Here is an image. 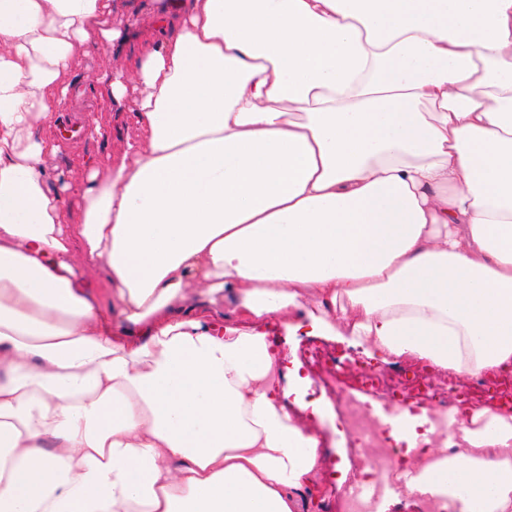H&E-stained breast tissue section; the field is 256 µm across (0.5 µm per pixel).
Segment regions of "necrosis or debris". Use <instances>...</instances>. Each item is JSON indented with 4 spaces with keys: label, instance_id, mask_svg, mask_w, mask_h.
<instances>
[{
    "label": "necrosis or debris",
    "instance_id": "obj_1",
    "mask_svg": "<svg viewBox=\"0 0 512 512\" xmlns=\"http://www.w3.org/2000/svg\"><path fill=\"white\" fill-rule=\"evenodd\" d=\"M306 352L319 368V379L325 392L335 401L338 419L351 447L368 451L367 471L345 487L341 512H378L385 490L398 483L402 448L391 438L389 428L366 425L365 418L371 408L364 400L365 395L381 396L388 413L429 409V425L441 446L435 454L421 455L419 464L423 467L455 456L458 446L455 438L448 435V409L460 406L469 394L481 392L496 413L512 415V383L503 378L491 382L482 377L452 373L448 376L446 389L440 392L428 387L424 377L416 373L392 386L382 368L325 351L314 343L309 344Z\"/></svg>",
    "mask_w": 512,
    "mask_h": 512
}]
</instances>
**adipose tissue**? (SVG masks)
Listing matches in <instances>:
<instances>
[{
    "instance_id": "ef3b65f1",
    "label": "adipose tissue",
    "mask_w": 512,
    "mask_h": 512,
    "mask_svg": "<svg viewBox=\"0 0 512 512\" xmlns=\"http://www.w3.org/2000/svg\"><path fill=\"white\" fill-rule=\"evenodd\" d=\"M112 6L0 0V512H308L322 441L266 334L202 299L512 370V0H192L108 84L135 134L61 185L73 67L120 38ZM422 423L391 425L405 498L512 512L511 423L421 469Z\"/></svg>"
}]
</instances>
